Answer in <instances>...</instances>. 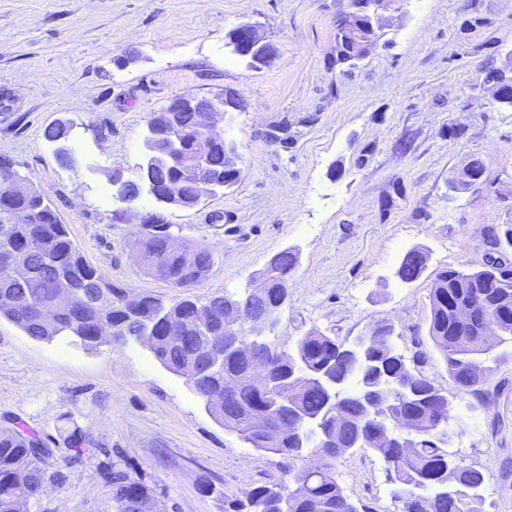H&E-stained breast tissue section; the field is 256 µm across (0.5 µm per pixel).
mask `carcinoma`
<instances>
[{
	"label": "carcinoma",
	"mask_w": 512,
	"mask_h": 512,
	"mask_svg": "<svg viewBox=\"0 0 512 512\" xmlns=\"http://www.w3.org/2000/svg\"><path fill=\"white\" fill-rule=\"evenodd\" d=\"M348 26L336 27L337 60L350 58ZM160 121L190 129L195 112H157ZM195 144L184 141L183 161L161 170L153 168L155 180L178 186L184 205L236 184L226 168L224 144L208 151V167L201 176H187ZM481 159H469L453 183L467 187L464 176L481 172ZM13 163L0 157V296L12 295L16 303L0 299V317L37 341L58 336L85 348L100 344L98 336L112 330L123 343L147 347L170 372L183 377L205 408L224 428L249 447L283 456L288 460L286 479L253 487L244 498L224 499V512H367L343 490L336 473V460L346 455L371 453L394 472L395 496L402 512H471L470 500L478 497L485 483L483 469L464 465L450 451L453 432L448 392L416 368L420 358L407 360L392 342L393 327L375 326L365 354L347 352V344L317 330L296 340V353L278 352L274 342L263 345L269 360L265 381L254 380L248 370L247 348L253 339L246 322L231 328L241 348L224 350L213 345L224 335V308L235 295H214L204 302L190 297L164 301L144 296L128 304L123 291L89 265L69 238L55 211L30 187L15 186ZM30 212L31 223L14 224L12 211ZM143 237L134 249L143 267L176 288L200 283L213 265L211 251L186 243L170 247L171 225H142ZM38 236L41 248L26 250L28 239ZM428 251H406L395 270L403 284L418 280L427 270ZM298 258L278 252L271 264L281 279H289ZM278 285L244 300L245 313L256 315L275 307ZM471 309V321L455 320L458 307ZM486 321L498 327L496 341H512V265L493 278L479 269L448 268L436 274L429 295L428 333L448 367V375L461 392H468L484 377L482 356L494 343L485 342L479 331ZM240 379L232 399L224 398V375ZM393 384L382 391L378 410L363 407L349 391H381L383 382ZM409 418V434L393 446L379 439L382 426H392L401 415ZM282 424L288 435L276 444L265 443L266 425ZM36 436L17 428H0V512H20L22 501L41 494L56 472L47 476L42 467L51 449L38 448ZM112 512H137L139 501L153 505L156 493L142 478L121 468H112Z\"/></svg>",
	"instance_id": "cac0c4a2"
}]
</instances>
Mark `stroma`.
<instances>
[{
  "label": "stroma",
  "mask_w": 512,
  "mask_h": 512,
  "mask_svg": "<svg viewBox=\"0 0 512 512\" xmlns=\"http://www.w3.org/2000/svg\"><path fill=\"white\" fill-rule=\"evenodd\" d=\"M348 9L349 0H0V157L127 298L168 299L176 288L135 257L139 224L112 221L123 203L111 178L138 177L148 122L172 99L236 94L241 110L213 124L241 155L236 185L164 212L176 237L214 256L191 295L244 292L271 256L295 249L274 342L288 351L316 330L350 343L392 325L399 349L421 355V371L467 421L452 446L485 470L473 512H512V343L494 347L501 361L473 395L456 389L428 334L437 272L481 261L485 226L512 224V109L491 105L486 81L512 50V0H400L352 68L337 64L334 40ZM243 23L273 48L260 68L227 44ZM58 122L72 125L71 168L44 137ZM473 157L484 183L450 190ZM416 245L428 269L401 283L397 264ZM1 426L38 436L63 475L27 512H108L114 464L154 487L165 512H224L225 498L280 480L287 465L225 429L147 347L36 341L3 318ZM336 470L368 512H401L381 458L345 456ZM207 481L216 493L203 491Z\"/></svg>",
  "instance_id": "obj_1"
}]
</instances>
